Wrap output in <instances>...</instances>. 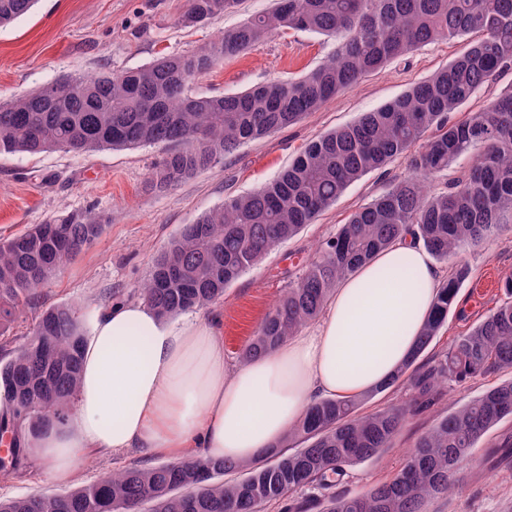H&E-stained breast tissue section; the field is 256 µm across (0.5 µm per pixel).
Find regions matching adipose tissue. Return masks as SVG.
<instances>
[{"label": "adipose tissue", "instance_id": "1", "mask_svg": "<svg viewBox=\"0 0 512 512\" xmlns=\"http://www.w3.org/2000/svg\"><path fill=\"white\" fill-rule=\"evenodd\" d=\"M444 279L423 245L396 240L338 283L310 332L231 369L219 317L169 322L144 302L116 303L85 340L75 411L34 460L67 474L84 451L262 456L313 401L386 383L412 354Z\"/></svg>", "mask_w": 512, "mask_h": 512}]
</instances>
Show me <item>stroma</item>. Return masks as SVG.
<instances>
[{"mask_svg":"<svg viewBox=\"0 0 512 512\" xmlns=\"http://www.w3.org/2000/svg\"><path fill=\"white\" fill-rule=\"evenodd\" d=\"M272 0H241L235 11L204 24L186 25L187 0H39L35 9L0 28V101L20 97L68 74L94 75L144 66L162 53H185L214 42L244 20L271 10ZM326 37L284 29L245 54L225 60L196 78L195 93L218 95L244 91L274 81L297 79L319 65L333 50ZM464 48L459 39L442 40L394 60L361 79L318 112L295 125L241 145L206 172L167 190L151 185V176L166 153L147 145L96 148L82 153L53 149L35 155H0V238L69 212L104 219L102 234L74 262L63 267L18 320L4 330L0 357L25 344L42 309L73 303L93 323L97 312L115 301L138 299V288L154 258L184 225L237 195L272 181L312 140L355 121L430 78ZM408 160L392 159L352 184L336 203L291 240L272 249L226 290L223 301L201 309L200 317L221 314L224 363L235 367L239 354L264 317L349 215L403 176ZM463 257L473 277L459 293V308L450 312L422 361L441 356L507 299L504 283L512 278V233L488 239ZM512 373L479 376L465 385L441 387L432 404L416 409L379 457L347 468L337 483L339 494H357L389 481L405 452L435 420L511 379ZM512 437V419H504L478 442L456 474L457 488L431 501L427 512H512V454L500 442ZM136 453L122 458L82 456L72 475L30 465L9 478L0 477V497L66 493L132 465L144 463Z\"/></svg>","mask_w":512,"mask_h":512,"instance_id":"1","label":"stroma"}]
</instances>
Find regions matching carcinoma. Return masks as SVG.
Here are the masks:
<instances>
[{
  "mask_svg": "<svg viewBox=\"0 0 512 512\" xmlns=\"http://www.w3.org/2000/svg\"><path fill=\"white\" fill-rule=\"evenodd\" d=\"M36 2L0 0V26L27 15ZM239 2L188 0L183 21H211ZM282 28L332 38L335 49L299 79L224 95L191 92L195 78ZM464 38L463 51L432 77L311 142L271 182L185 225L156 256L141 286L145 302L163 319L216 304L229 285L313 223L350 184L406 155L408 172L320 246L240 358L244 363L297 335L323 312L341 280L409 233L434 259L452 262L414 353L384 385L408 387L413 402L422 405L450 380L464 384L512 371V299L439 358L417 364L470 277L462 251L512 232V89L477 112L450 119L512 65V0H274L270 12L192 52L162 55L121 72L66 76L1 101L0 154L162 144L171 151L153 179L168 188L240 145L320 110L389 62L427 44ZM467 154L468 170L443 190L427 192L431 177ZM102 231L99 219L71 213L1 239L0 327L12 324ZM83 343L79 309L53 305L38 316L33 338L0 365V395L15 404L13 416L0 419V433L12 441L10 460L0 461L3 476L27 464L36 442L64 419L78 388ZM369 397L312 403L279 450L250 461L199 453L133 465L63 495L0 498V512H263L272 503L282 512H308L315 504L299 494L334 486L347 467L389 447L403 427L407 406L360 412ZM506 418H512V379L437 420L391 480L360 494L331 493L320 500L321 512H425L428 502L453 491L459 465Z\"/></svg>",
  "mask_w": 512,
  "mask_h": 512,
  "instance_id": "cac0c4a2",
  "label": "carcinoma"
}]
</instances>
